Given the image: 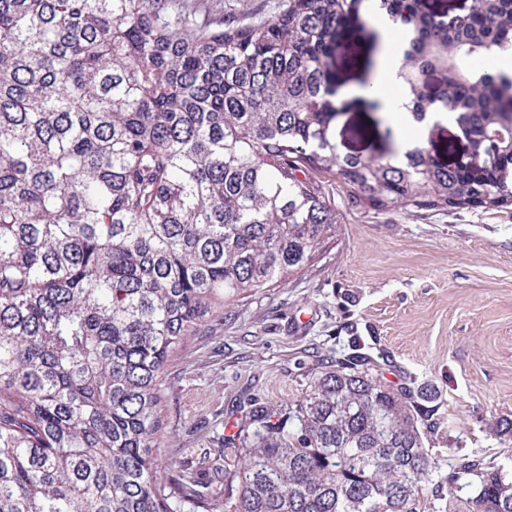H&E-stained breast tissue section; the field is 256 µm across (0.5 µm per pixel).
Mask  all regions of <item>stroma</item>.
Masks as SVG:
<instances>
[{"label": "stroma", "mask_w": 512, "mask_h": 512, "mask_svg": "<svg viewBox=\"0 0 512 512\" xmlns=\"http://www.w3.org/2000/svg\"><path fill=\"white\" fill-rule=\"evenodd\" d=\"M277 0H199L216 20L269 15ZM378 115L341 114L342 152L386 153ZM336 211L335 234L310 264L224 303L188 337L163 374L162 463L189 462L222 496V437L241 402L296 399L350 337L370 338L374 374L434 388L426 446L441 473L459 456L512 463V206L494 210H374L333 175L309 172Z\"/></svg>", "instance_id": "obj_1"}]
</instances>
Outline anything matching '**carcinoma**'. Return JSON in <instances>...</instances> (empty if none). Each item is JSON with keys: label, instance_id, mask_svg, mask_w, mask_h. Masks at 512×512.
I'll return each mask as SVG.
<instances>
[{"label": "carcinoma", "instance_id": "1", "mask_svg": "<svg viewBox=\"0 0 512 512\" xmlns=\"http://www.w3.org/2000/svg\"><path fill=\"white\" fill-rule=\"evenodd\" d=\"M360 0H281L245 24L177 0H0V512H214L164 477L171 354L224 300L304 268L336 213L324 171L377 210L512 205V0L452 15L379 0L406 36L412 113H448L462 151L343 153L337 65L381 50ZM363 337L224 436L227 512H512V465L440 473L422 425L436 392L371 373ZM238 465H233L230 460Z\"/></svg>", "mask_w": 512, "mask_h": 512}]
</instances>
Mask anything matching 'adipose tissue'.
Listing matches in <instances>:
<instances>
[{
    "mask_svg": "<svg viewBox=\"0 0 512 512\" xmlns=\"http://www.w3.org/2000/svg\"><path fill=\"white\" fill-rule=\"evenodd\" d=\"M373 29L380 35L384 50L377 75L373 83L361 94L368 100L379 102L381 109L390 114L393 122L408 135L402 142V151H409L425 137L430 124L438 122V115H430L427 120L416 121L408 107L402 78L400 76L403 35L383 13H375L371 19Z\"/></svg>",
    "mask_w": 512,
    "mask_h": 512,
    "instance_id": "adipose-tissue-1",
    "label": "adipose tissue"
}]
</instances>
